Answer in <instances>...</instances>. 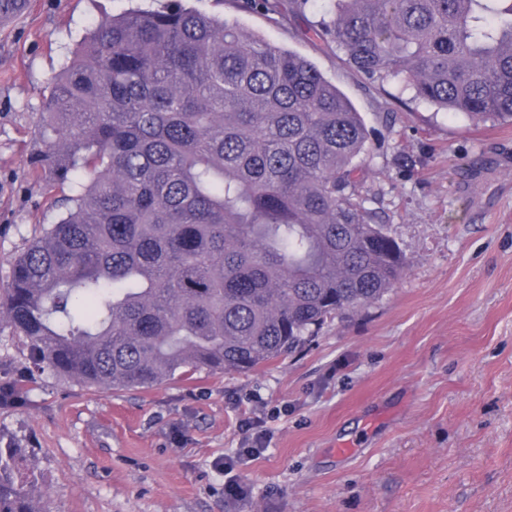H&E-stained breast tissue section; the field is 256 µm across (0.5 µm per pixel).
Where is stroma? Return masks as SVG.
Here are the masks:
<instances>
[{
	"instance_id": "stroma-1",
	"label": "stroma",
	"mask_w": 512,
	"mask_h": 512,
	"mask_svg": "<svg viewBox=\"0 0 512 512\" xmlns=\"http://www.w3.org/2000/svg\"><path fill=\"white\" fill-rule=\"evenodd\" d=\"M242 2L187 0L312 61L350 98L371 133L361 189L403 278L256 371L151 389L28 377L1 318L0 381L25 379L30 403L0 408V433L34 464L50 512H512V125L369 84L305 35L331 0L279 23ZM153 6L30 0L0 23V290L70 193L32 165L52 76L101 16ZM246 419L265 450L220 472ZM343 444L353 453L336 458Z\"/></svg>"
}]
</instances>
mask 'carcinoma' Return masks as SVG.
I'll return each mask as SVG.
<instances>
[{
    "label": "carcinoma",
    "mask_w": 512,
    "mask_h": 512,
    "mask_svg": "<svg viewBox=\"0 0 512 512\" xmlns=\"http://www.w3.org/2000/svg\"><path fill=\"white\" fill-rule=\"evenodd\" d=\"M316 0H250L295 16ZM308 33L372 83L512 124V0H332ZM34 168L68 183L0 314L39 369L149 389L248 372L405 272L357 172L371 133L304 57L184 0L95 22L51 83ZM27 384L0 382V408ZM0 512H48L0 446Z\"/></svg>",
    "instance_id": "cac0c4a2"
}]
</instances>
